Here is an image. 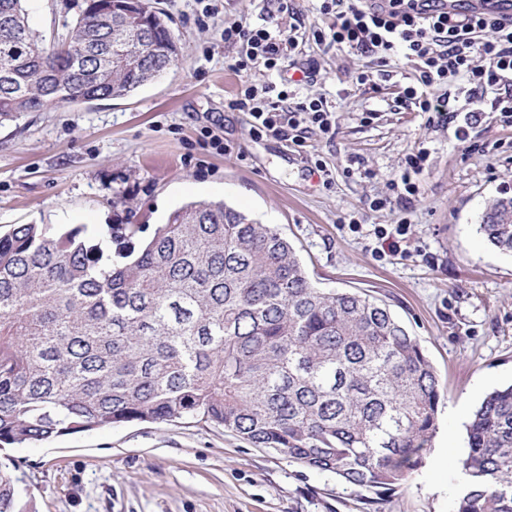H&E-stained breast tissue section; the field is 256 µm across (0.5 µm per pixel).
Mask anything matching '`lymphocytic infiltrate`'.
<instances>
[{"mask_svg":"<svg viewBox=\"0 0 512 512\" xmlns=\"http://www.w3.org/2000/svg\"><path fill=\"white\" fill-rule=\"evenodd\" d=\"M432 0H384L378 7H362L358 0H321L322 14L332 16L328 30H314L315 41L376 56L387 62L400 55L420 69L419 87L405 90L419 111L432 112L455 127L458 140H466L484 106H491L512 119V24L493 17L476 19L432 12ZM224 43L240 46L232 65L242 73L261 66L282 72L294 67L291 57L297 38L266 24L224 25ZM447 91L432 96L434 85ZM288 97L285 85L269 81L243 84L228 103L230 109L248 113L253 133L282 134L309 121L322 132L335 123L333 112L323 100L301 101L289 113H281L280 102ZM464 98L466 111L451 107V99Z\"/></svg>","mask_w":512,"mask_h":512,"instance_id":"obj_1","label":"lymphocytic infiltrate"}]
</instances>
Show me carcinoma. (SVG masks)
Wrapping results in <instances>:
<instances>
[{"label": "carcinoma", "instance_id": "carcinoma-1", "mask_svg": "<svg viewBox=\"0 0 512 512\" xmlns=\"http://www.w3.org/2000/svg\"><path fill=\"white\" fill-rule=\"evenodd\" d=\"M100 1L48 45L24 0H0V125L125 97L178 62L152 0ZM68 42L84 46L80 62ZM143 229L0 236L1 446L190 419L372 492L371 504L406 481L436 432L440 382L385 304L316 287L287 237L223 202ZM478 231L512 254V197L490 200ZM467 435L455 512H512V384L485 393ZM31 502L0 465V512Z\"/></svg>", "mask_w": 512, "mask_h": 512}]
</instances>
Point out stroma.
Wrapping results in <instances>:
<instances>
[{
  "label": "stroma",
  "instance_id": "obj_1",
  "mask_svg": "<svg viewBox=\"0 0 512 512\" xmlns=\"http://www.w3.org/2000/svg\"><path fill=\"white\" fill-rule=\"evenodd\" d=\"M172 19L182 57L130 96L28 112L0 127V233L19 224L166 223L184 203L221 200L292 241L320 288L361 291L388 305L416 336L441 385L438 430L407 482L376 508L327 473L191 421L128 423L27 448H5L35 512H454L452 456L484 394L512 382V255L478 233L487 202L512 196V123L485 110L458 141L401 97L413 62L317 43L329 19L317 0L293 16L273 0H155ZM84 0H24L29 26L54 41ZM271 18L299 38L292 57L312 71L291 102L326 100L335 130L252 134L228 101L243 81L224 23ZM368 77L356 82L358 73ZM426 149L411 204L391 181ZM377 199L394 200L376 209ZM405 220L399 252H380L374 230Z\"/></svg>",
  "mask_w": 512,
  "mask_h": 512
}]
</instances>
